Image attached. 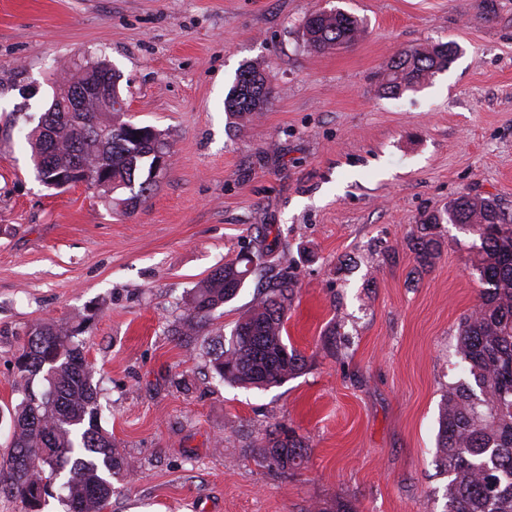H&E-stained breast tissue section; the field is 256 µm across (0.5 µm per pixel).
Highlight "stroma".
I'll return each instance as SVG.
<instances>
[{
    "label": "stroma",
    "instance_id": "obj_1",
    "mask_svg": "<svg viewBox=\"0 0 512 512\" xmlns=\"http://www.w3.org/2000/svg\"><path fill=\"white\" fill-rule=\"evenodd\" d=\"M340 8L364 38L316 54L301 22ZM454 43L447 70L385 94L401 51ZM77 55L119 70L127 117L169 165L133 211L38 178L27 134ZM273 97L244 129L224 110L239 68ZM494 196L512 213V0H0V454L27 391L18 349L38 323L80 335L99 422L133 462L107 512H445L437 434L449 387L472 384L457 326L483 289L476 227L444 224L420 268L421 218ZM269 228L266 274L293 271L285 342L304 369L266 389L213 378L203 338L230 334L256 280L200 335L192 291ZM291 429L287 473L256 452Z\"/></svg>",
    "mask_w": 512,
    "mask_h": 512
}]
</instances>
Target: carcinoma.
Here are the masks:
<instances>
[{
    "mask_svg": "<svg viewBox=\"0 0 512 512\" xmlns=\"http://www.w3.org/2000/svg\"><path fill=\"white\" fill-rule=\"evenodd\" d=\"M366 33L362 21L337 10L311 14L303 25L308 49L322 52L351 45ZM455 49L439 43L400 52L385 69L382 89L399 95L415 89L453 62ZM90 70L82 80L97 87L110 77L100 60L87 59ZM67 84L54 86L49 110L41 116L45 135L30 132L38 176L51 186L75 177L83 168L112 175V193L129 191L113 203L127 206L146 198L154 184H143L157 147V136L141 137L138 129L112 112H54ZM271 81L254 64L242 67L229 89L224 108L244 121L263 111ZM112 122L105 138L91 137L93 123ZM136 187H131V182ZM441 224H474L481 245L474 261L486 285L479 304L458 325L457 350L479 392L459 385L448 390L437 435L438 462L448 473L446 512H512V215L491 196L463 194L443 210L428 215L412 238V251L422 268L439 254L434 230ZM266 238H256L255 251L212 271L192 296L183 335L199 332L212 312L234 299L246 278L263 269ZM298 288L290 272L263 288L235 323L230 336L211 340L207 350L212 372L223 382L266 388L298 374L305 359L283 339L288 310ZM83 322L61 327L42 322L27 334L15 367L20 378L42 375L47 387L31 395L10 413L12 439L0 460V493L20 501L23 512H42L49 489L58 480L66 495L65 512H102L112 500V476L131 468V460L98 425L93 371L77 340ZM275 429L258 448L269 464L283 470L299 467L308 445L295 431Z\"/></svg>",
    "mask_w": 512,
    "mask_h": 512,
    "instance_id": "obj_1",
    "label": "carcinoma"
}]
</instances>
